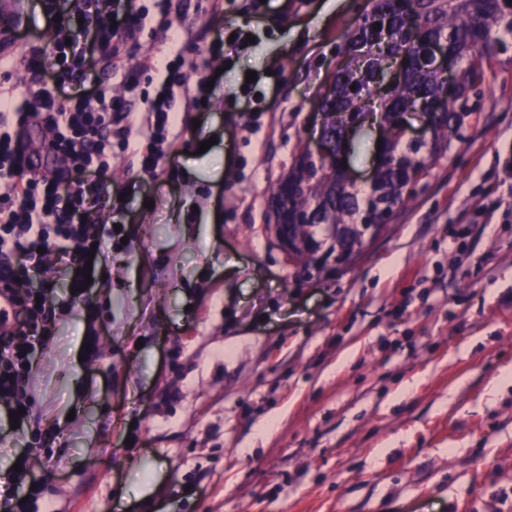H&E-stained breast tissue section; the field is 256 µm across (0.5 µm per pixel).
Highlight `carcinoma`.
<instances>
[{
	"label": "carcinoma",
	"mask_w": 512,
	"mask_h": 512,
	"mask_svg": "<svg viewBox=\"0 0 512 512\" xmlns=\"http://www.w3.org/2000/svg\"><path fill=\"white\" fill-rule=\"evenodd\" d=\"M419 24L429 39L448 40V50L458 63V99L448 102L446 119L434 125L427 141L420 145L406 142L395 122L399 112H425L440 98L442 83L433 71L414 63L404 65L403 78L385 82L387 70L403 53L406 39L403 21L393 0L378 3L369 18L357 28L364 56L347 50L348 60L334 74L336 97L325 108L324 135L342 140L343 131L368 111L380 113L389 125L385 149L388 166L377 176V186L365 190L345 185L334 171L313 176L307 196L295 201L310 220L297 226L298 233L312 238L319 246L349 248L361 253L368 242L358 226L361 203L369 198L373 206H383L394 221L416 194L408 188L421 181L450 151L453 141L463 138L466 119L471 115V94L484 85L490 67L493 30L512 31V0H419Z\"/></svg>",
	"instance_id": "carcinoma-1"
}]
</instances>
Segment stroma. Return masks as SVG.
Here are the masks:
<instances>
[{"label": "stroma", "instance_id": "obj_1", "mask_svg": "<svg viewBox=\"0 0 512 512\" xmlns=\"http://www.w3.org/2000/svg\"><path fill=\"white\" fill-rule=\"evenodd\" d=\"M141 3L131 109L165 20L210 105L177 93L188 142L156 176L112 161L123 207L102 221L128 241L98 266L94 322L72 310L33 364L25 425L46 438L0 449V478L39 458L14 512H512V34L415 200L355 266L307 280L269 190L375 0ZM237 28L251 41L213 53ZM269 211L271 227L278 247L286 259L295 261L296 246L299 245L295 224H284L283 217L278 216L276 209L273 208Z\"/></svg>", "mask_w": 512, "mask_h": 512}]
</instances>
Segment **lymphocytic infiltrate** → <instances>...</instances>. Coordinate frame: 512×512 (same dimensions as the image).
I'll list each match as a JSON object with an SVG mask.
<instances>
[{
  "label": "lymphocytic infiltrate",
  "mask_w": 512,
  "mask_h": 512,
  "mask_svg": "<svg viewBox=\"0 0 512 512\" xmlns=\"http://www.w3.org/2000/svg\"><path fill=\"white\" fill-rule=\"evenodd\" d=\"M57 38L51 52L32 55L30 81L0 96V273L14 306V324L0 332V408L17 414L31 405L24 382L35 349H49L56 321L53 273L68 277L70 303L87 320L96 310L84 287L89 253L103 255L114 229L97 221L110 208L107 174L113 152L138 158L155 173L187 127L175 109L190 90L188 64L176 34L170 59L148 102L154 120L141 125L125 99L112 95L119 55L136 43L147 12L136 0H36Z\"/></svg>",
  "instance_id": "1"
}]
</instances>
